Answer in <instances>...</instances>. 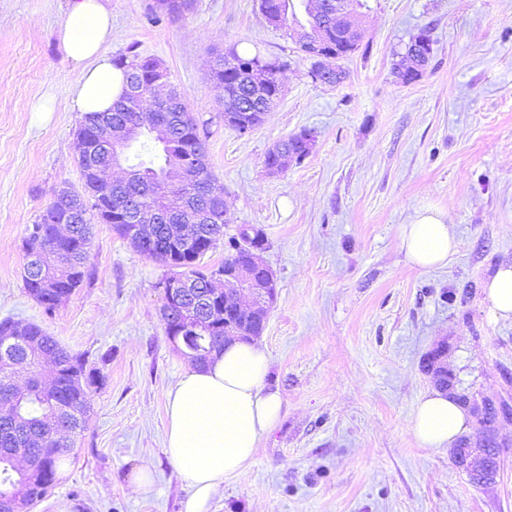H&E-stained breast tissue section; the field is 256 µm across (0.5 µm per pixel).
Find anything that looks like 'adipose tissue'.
Here are the masks:
<instances>
[{"label": "adipose tissue", "instance_id": "1", "mask_svg": "<svg viewBox=\"0 0 512 512\" xmlns=\"http://www.w3.org/2000/svg\"><path fill=\"white\" fill-rule=\"evenodd\" d=\"M61 52L74 65L69 86L80 113L104 112L123 94L125 77L106 47L112 14L102 0H74L57 30ZM407 260L421 269L446 266L460 242L442 211L416 210L398 229ZM268 356L256 341H232L180 376L166 394L165 453L191 494L183 512H207L225 477L244 471L282 408L268 390ZM470 416L447 393L432 390L418 401L412 430L426 448L452 445L468 429Z\"/></svg>", "mask_w": 512, "mask_h": 512}]
</instances>
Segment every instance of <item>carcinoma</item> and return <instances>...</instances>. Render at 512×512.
Masks as SVG:
<instances>
[{
    "label": "carcinoma",
    "mask_w": 512,
    "mask_h": 512,
    "mask_svg": "<svg viewBox=\"0 0 512 512\" xmlns=\"http://www.w3.org/2000/svg\"><path fill=\"white\" fill-rule=\"evenodd\" d=\"M193 4L194 0L181 4L156 0L152 16L158 21L162 15L188 11ZM288 7L289 0H260L262 14L271 11L283 23L287 21ZM330 12H336L333 3L329 11L321 15L310 14L309 25L322 30L327 49L349 56L359 48V43L345 37L343 29L336 28V23L328 17ZM431 46L427 32L412 36L405 56L395 68H400L403 61L414 55L419 57V67H424ZM114 62L124 68L125 91L110 112L120 121L142 125L143 135L157 151V161L138 163L140 179L126 184L100 183L93 175L82 173L85 195L76 213H71V201L56 193L39 220L26 228L22 239L24 255L41 250L54 256L55 287H44V278L38 271H27L23 278L25 293L48 313L90 276L94 225L109 224L118 235L126 238L131 225L125 223L122 216L132 198L138 199L137 207L145 216L154 217V210L164 201L169 214L176 217L185 215L188 187L195 185L204 193L212 190L206 138L200 133V127L207 126V122L199 121L189 111L184 96L170 94L164 100L159 98L153 86L157 77L154 59L134 54L121 55ZM252 66L268 72L266 82L254 81L249 71ZM280 70L279 61L258 53L241 54L235 49L229 55L218 54L212 62L211 74L224 89V112L250 111L252 122L261 123L282 95ZM134 85L146 91L139 102L129 97ZM160 123L167 124L169 141L175 143V147L166 148L152 132ZM277 146L294 155L297 164L310 153L307 140L300 132ZM182 228L178 221L151 224L144 228V241L139 249L149 259L181 269V274L193 283V299L199 301L211 292L208 284L212 273V269L201 265V260L216 248L224 235V223L211 224L203 242L204 251L198 256L182 255L174 259L168 254L167 241ZM251 232L253 229L243 227L239 235L229 237L227 255L221 266L235 261L239 254L237 238H244ZM267 312L268 309L261 308L252 314L241 313L235 316V325L248 335L258 336L264 329ZM200 326L207 344L215 349L224 346L221 310L208 306V311L200 318ZM10 338L13 344L7 351L0 352V512H10L8 504L13 500H20L24 506L32 501L39 502L55 487L60 462L71 454L77 438L87 428L91 389L99 387L103 381L99 371L87 367L84 355L65 348L36 323L8 317L1 320L0 342ZM19 364L29 366L33 374L43 375L51 389L46 391L30 380L23 386L17 385L13 374ZM495 419L496 413L490 411L478 421L480 444L491 451L499 447L493 428ZM20 444L30 448L36 461L34 476L26 479L18 475L9 459L10 451Z\"/></svg>",
    "instance_id": "carcinoma-1"
}]
</instances>
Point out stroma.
<instances>
[{
    "label": "stroma",
    "mask_w": 512,
    "mask_h": 512,
    "mask_svg": "<svg viewBox=\"0 0 512 512\" xmlns=\"http://www.w3.org/2000/svg\"><path fill=\"white\" fill-rule=\"evenodd\" d=\"M70 3L0 0V319L39 324L103 376L72 457L32 512H181L190 489L164 451L165 403L190 363L161 320L171 268L99 224L90 279L54 312L23 289L27 225L55 189L83 187L81 115L56 38ZM152 3L105 0L108 51L159 60L207 122L224 233L261 229L277 282L261 339L281 418L209 512H512V421L496 426L501 470L488 487L411 431L435 386L425 355L441 342L458 390L512 403V320L494 319L485 293L512 265V0H364L361 45L333 87L312 81L296 44L309 20L301 0L281 27L259 0H196L157 23ZM421 29L433 54L404 85L394 64ZM232 46L283 65L281 99L244 135L225 125L209 68ZM47 97L45 116L35 107ZM305 128L316 135L310 155L267 174V151ZM424 207L445 212L461 241L438 270L400 248L399 226ZM142 466L155 475L145 497L129 483Z\"/></svg>",
    "instance_id": "35a3bbf8"
}]
</instances>
